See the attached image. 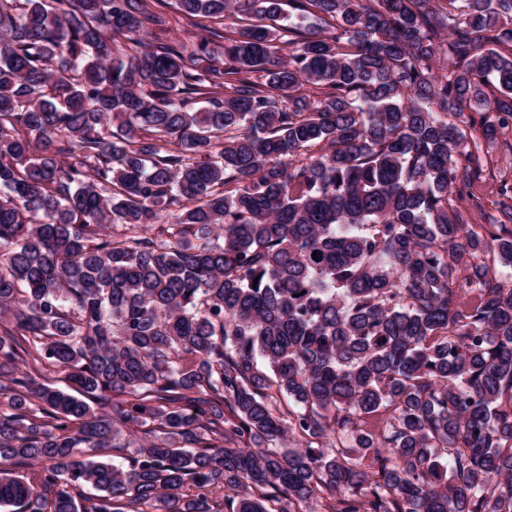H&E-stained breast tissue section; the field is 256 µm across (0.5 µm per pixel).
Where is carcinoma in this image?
Listing matches in <instances>:
<instances>
[{
    "label": "carcinoma",
    "instance_id": "1",
    "mask_svg": "<svg viewBox=\"0 0 512 512\" xmlns=\"http://www.w3.org/2000/svg\"><path fill=\"white\" fill-rule=\"evenodd\" d=\"M499 143L512 0H0V507L512 512Z\"/></svg>",
    "mask_w": 512,
    "mask_h": 512
}]
</instances>
